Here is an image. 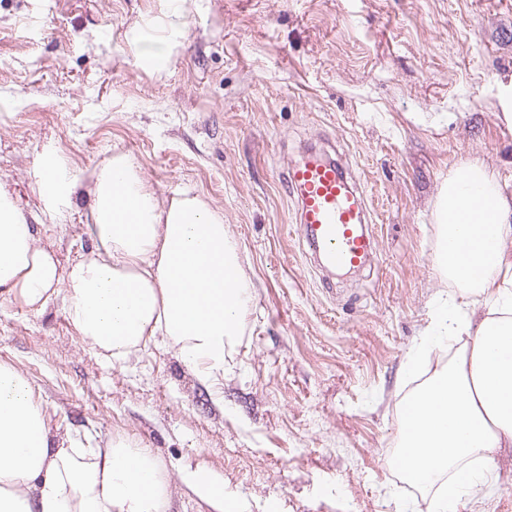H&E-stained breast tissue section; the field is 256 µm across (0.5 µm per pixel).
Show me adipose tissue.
I'll use <instances>...</instances> for the list:
<instances>
[{
	"label": "adipose tissue",
	"instance_id": "adipose-tissue-1",
	"mask_svg": "<svg viewBox=\"0 0 512 512\" xmlns=\"http://www.w3.org/2000/svg\"><path fill=\"white\" fill-rule=\"evenodd\" d=\"M183 27L181 9H173L165 35L140 52L141 63L165 70ZM74 186L61 159L42 160L39 188L51 218H62ZM468 188L483 198L478 209L459 205ZM91 195L96 251L63 271L0 190V295L36 311L62 296L75 330L116 358L162 336L212 384L252 301L223 214L196 196L159 198L122 152L101 160ZM438 221L440 270L459 295L479 292L488 308L477 321L456 302L438 312L433 335L464 343L448 368L416 390L420 413L401 426L412 453L396 463L414 483L440 486L439 512H459L483 481L457 466L491 461L496 449L512 446V254L504 248L512 201L492 175L470 164L449 173ZM166 502L165 477L149 450L112 439L79 448L70 436L53 435L28 381L0 365V512H165Z\"/></svg>",
	"mask_w": 512,
	"mask_h": 512
}]
</instances>
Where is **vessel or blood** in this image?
<instances>
[{"instance_id": "b4317fda", "label": "vessel or blood", "mask_w": 512, "mask_h": 512, "mask_svg": "<svg viewBox=\"0 0 512 512\" xmlns=\"http://www.w3.org/2000/svg\"><path fill=\"white\" fill-rule=\"evenodd\" d=\"M284 187L297 205L298 237L325 265L345 272L366 263L374 250L363 228L366 199L335 159L309 155L289 163Z\"/></svg>"}]
</instances>
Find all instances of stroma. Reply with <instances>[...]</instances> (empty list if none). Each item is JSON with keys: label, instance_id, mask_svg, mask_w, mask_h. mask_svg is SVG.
Here are the masks:
<instances>
[{"label": "stroma", "instance_id": "stroma-1", "mask_svg": "<svg viewBox=\"0 0 512 512\" xmlns=\"http://www.w3.org/2000/svg\"><path fill=\"white\" fill-rule=\"evenodd\" d=\"M169 0H0V186L61 270L89 257L91 174L133 156L163 198L202 197L239 244L254 300L214 387L155 340L127 360L79 336L61 298L0 296V364L52 427L150 449L167 512H216L189 485L224 482L243 512H434L438 487L393 461L421 347L454 288L436 263L438 198L478 164L512 196V0H185L166 70L136 46ZM335 143L365 193L371 267L326 282L295 232L284 173ZM78 182L50 221L40 154ZM415 369H408V361ZM460 512H512V447Z\"/></svg>", "mask_w": 512, "mask_h": 512}]
</instances>
